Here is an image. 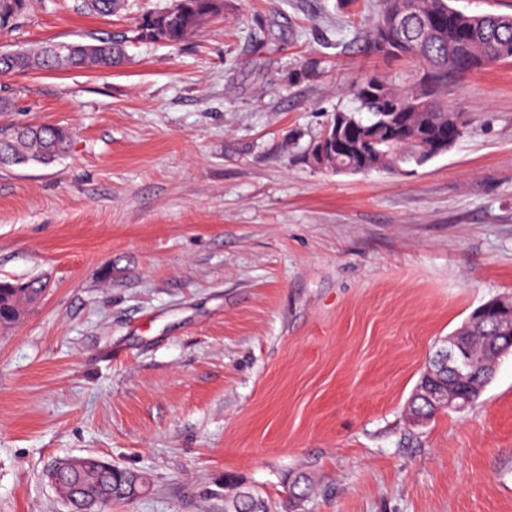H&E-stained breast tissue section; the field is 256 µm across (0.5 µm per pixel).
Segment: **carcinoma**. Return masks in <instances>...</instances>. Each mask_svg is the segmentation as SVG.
I'll use <instances>...</instances> for the list:
<instances>
[{
    "label": "carcinoma",
    "instance_id": "obj_1",
    "mask_svg": "<svg viewBox=\"0 0 512 512\" xmlns=\"http://www.w3.org/2000/svg\"><path fill=\"white\" fill-rule=\"evenodd\" d=\"M33 0H0V31L15 29ZM125 6V0H75L81 13L110 16ZM224 0H167L164 7L142 14L130 33L95 43H41L13 51H0V77L9 78L36 71L80 68L109 70L123 64L126 44L132 40L177 46L197 31L210 17L220 13ZM366 51L411 64L410 76L388 78L372 75L350 89L354 107L338 110L323 135L335 134L337 124L351 122L360 130L354 146L346 153L320 157L316 141L312 163L345 175L383 171L413 173L445 154L441 139L463 138L466 121L441 95L448 83L467 74L462 62L482 69L512 59V14H469L450 0H380L366 34ZM71 146L70 132L52 124L13 127L0 133V165L30 162L50 164ZM46 288L41 280L23 283L0 282V324L17 322L27 305ZM500 332L496 318L485 320L478 337L470 340V369L475 381L485 372L481 361L497 343ZM424 386L467 392L468 385L456 382L432 364L416 388ZM409 416L432 418L437 408L413 392ZM139 472L121 466L104 470L84 456L67 459L61 481L67 487L70 512H80L85 499L97 498L109 505L127 498ZM224 512H269L268 501L254 489L243 487L224 500Z\"/></svg>",
    "mask_w": 512,
    "mask_h": 512
}]
</instances>
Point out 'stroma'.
I'll return each mask as SVG.
<instances>
[{
  "label": "stroma",
  "mask_w": 512,
  "mask_h": 512,
  "mask_svg": "<svg viewBox=\"0 0 512 512\" xmlns=\"http://www.w3.org/2000/svg\"><path fill=\"white\" fill-rule=\"evenodd\" d=\"M165 2L36 0L0 49ZM374 9L224 0L178 47L0 80V128L73 135L0 167V280L46 283L0 326V512H67L46 471L87 454L150 477L108 512H224L228 479L273 512H512V354L468 409L406 413L445 339L512 295V61L449 85L467 133L414 174L315 167L351 85L408 69L363 53ZM75 9L80 13L112 16L125 6V0H75Z\"/></svg>",
  "instance_id": "stroma-1"
}]
</instances>
